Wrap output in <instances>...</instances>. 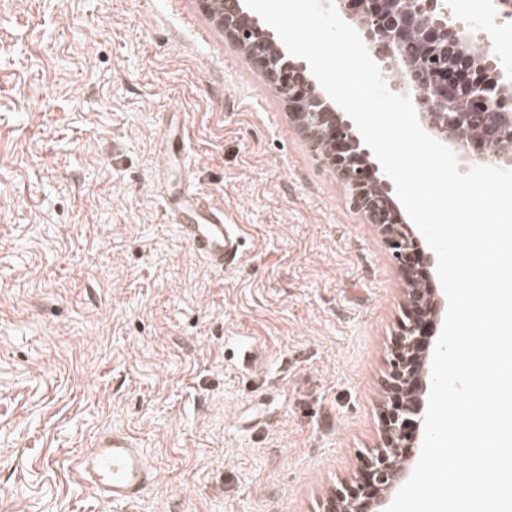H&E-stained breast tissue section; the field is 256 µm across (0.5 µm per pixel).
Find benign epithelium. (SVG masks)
I'll use <instances>...</instances> for the list:
<instances>
[{"label": "benign epithelium", "instance_id": "7a95c632", "mask_svg": "<svg viewBox=\"0 0 512 512\" xmlns=\"http://www.w3.org/2000/svg\"><path fill=\"white\" fill-rule=\"evenodd\" d=\"M215 22L245 49L286 100L310 139L331 145L326 163L353 190V204L383 230L393 257L409 283L429 279L419 266L421 241L402 219L392 186L351 117L339 112L317 91L310 67L288 55L245 0H223L212 11ZM374 56L400 62L406 72L402 89L415 95L419 116L435 139L451 143L466 164L512 169V72L492 55L489 36L476 37L471 26L454 19L442 0H334ZM490 106L476 112L473 105ZM409 322L392 346V392L383 411L385 446L364 459L365 477L337 493L336 512H384L390 492L407 470L392 457L412 461L420 448L427 391L423 353L444 308L433 288H412Z\"/></svg>", "mask_w": 512, "mask_h": 512}]
</instances>
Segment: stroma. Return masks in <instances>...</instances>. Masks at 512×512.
I'll use <instances>...</instances> for the list:
<instances>
[{
    "label": "stroma",
    "instance_id": "1",
    "mask_svg": "<svg viewBox=\"0 0 512 512\" xmlns=\"http://www.w3.org/2000/svg\"><path fill=\"white\" fill-rule=\"evenodd\" d=\"M512 69V5L485 0ZM189 173L157 182L165 127ZM242 251L165 219L186 180ZM408 284L200 0H0V490L11 512H326L383 440ZM157 471L111 508L68 460ZM74 467L84 489L112 507L138 500L157 477L140 443L116 433L81 451Z\"/></svg>",
    "mask_w": 512,
    "mask_h": 512
}]
</instances>
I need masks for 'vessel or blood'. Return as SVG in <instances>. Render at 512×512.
Here are the masks:
<instances>
[{"mask_svg":"<svg viewBox=\"0 0 512 512\" xmlns=\"http://www.w3.org/2000/svg\"><path fill=\"white\" fill-rule=\"evenodd\" d=\"M167 213L180 236L213 268H223L225 260L239 253L241 239L225 224L223 211L204 204L193 186H186ZM75 468L84 489L112 507L138 500L156 480L145 449L123 434L99 438L79 453Z\"/></svg>","mask_w":512,"mask_h":512,"instance_id":"b4317fda","label":"vessel or blood"}]
</instances>
